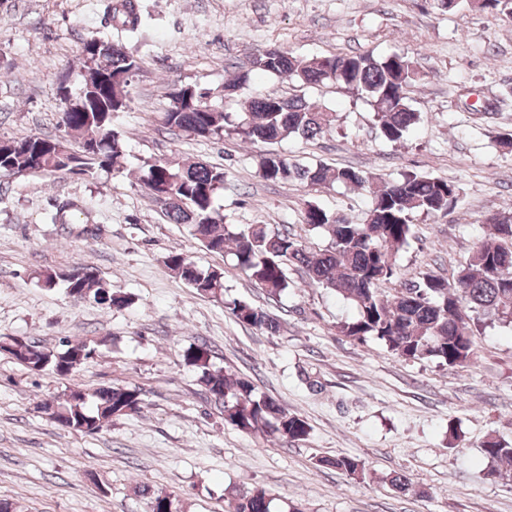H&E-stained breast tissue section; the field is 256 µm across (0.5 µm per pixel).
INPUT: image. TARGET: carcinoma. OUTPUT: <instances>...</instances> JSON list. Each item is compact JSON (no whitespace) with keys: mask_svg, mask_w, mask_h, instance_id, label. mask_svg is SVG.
<instances>
[{"mask_svg":"<svg viewBox=\"0 0 512 512\" xmlns=\"http://www.w3.org/2000/svg\"><path fill=\"white\" fill-rule=\"evenodd\" d=\"M444 12L464 15L478 10L512 19V0H437ZM111 26L130 35L141 26L134 0H121L109 8ZM88 75L77 95L61 82V125L65 139L32 134L0 143V181L32 172H64L94 179L101 171L120 166L125 155L121 132L114 126L116 114L128 107L126 87L138 61L124 46L108 38L91 39L82 48ZM294 79L308 87L335 84L364 99L374 112L379 136L389 143L403 142L423 120V113L410 103V88L422 79L417 62L407 55L377 58L370 53H340L300 57L289 51L271 49L257 56L248 69L224 85L225 96L233 97L250 83L251 72ZM209 92L184 85L172 96L163 115L171 131H185L212 138L230 130L253 143L273 144L288 137L314 139L337 121V113L310 104L303 96L281 98L263 95L253 98L249 110L236 119L218 111L208 102ZM261 176L274 182H299L318 190L333 184L375 187L362 223L353 224L339 214L307 203L302 223L320 230L329 246L311 252L295 235L271 231L263 225L243 228L224 223L217 207L224 189V168L206 162L184 163L161 159L145 164L140 176L153 200L174 224L186 225L192 236L211 253L231 250L236 267L271 297L290 288L288 268L302 270L310 284L325 288L345 300L353 309L349 320L337 323L342 335L358 342L369 339L383 343L387 351L405 360L438 361L450 367H464L474 356L469 313L512 322V212L489 215L488 237L480 241L469 262L448 280L426 272L403 282L389 292L382 285L395 274V256L413 236L417 214L445 215L460 197L458 185L448 179L407 173L394 181H382L377 174L350 166L301 165L288 157L268 152L260 160ZM165 266L197 294L224 302L237 322L260 331L276 333L279 322L259 307L245 301L224 299V271L202 269L186 253L172 250ZM66 283L68 294L106 308L131 304V297L116 292L83 262L65 273L46 270L39 274L43 286L52 289L57 280ZM0 353L32 372L50 370L61 377H74L93 359L95 342L69 340L58 348L22 338L5 345ZM184 364L198 375V383L219 406L224 424L241 432L266 431L289 442L307 439L308 423L288 412L274 399L259 395L252 382L237 377L211 362L208 344L199 340L182 351ZM144 399L136 387L103 386L88 392L78 385L43 405L55 409L54 422L68 432L94 434L112 419L138 413ZM482 452L494 479L512 477V444L490 437ZM323 463L349 476L364 470L359 461L338 455ZM147 499L149 512H161L174 503L171 494L148 485L138 489ZM233 512H273L274 495L265 488H252L233 497Z\"/></svg>","mask_w":512,"mask_h":512,"instance_id":"carcinoma-1","label":"carcinoma"}]
</instances>
